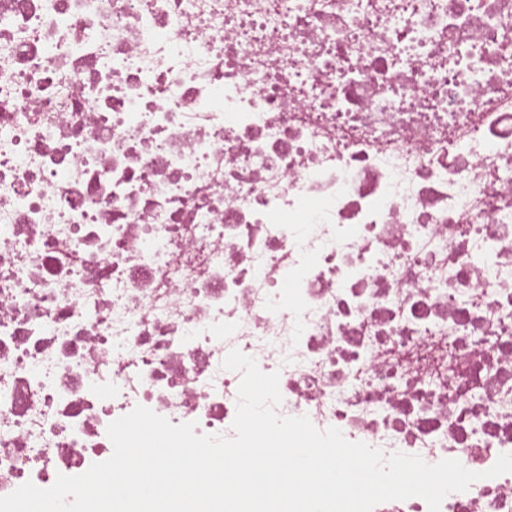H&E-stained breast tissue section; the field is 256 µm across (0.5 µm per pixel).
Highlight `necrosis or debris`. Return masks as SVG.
<instances>
[{"mask_svg": "<svg viewBox=\"0 0 512 512\" xmlns=\"http://www.w3.org/2000/svg\"><path fill=\"white\" fill-rule=\"evenodd\" d=\"M234 348L512 512V0H0V496L233 437Z\"/></svg>", "mask_w": 512, "mask_h": 512, "instance_id": "necrosis-or-debris-1", "label": "necrosis or debris"}]
</instances>
